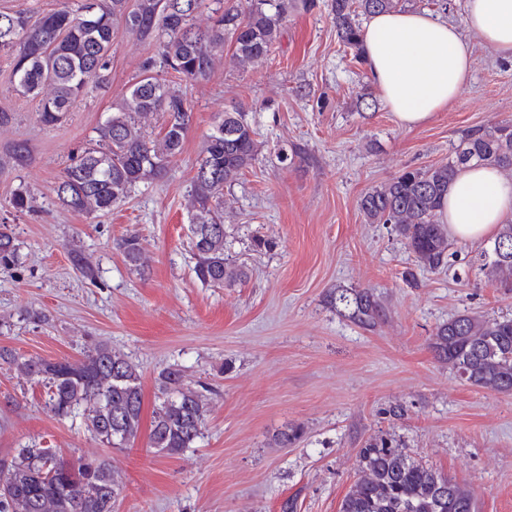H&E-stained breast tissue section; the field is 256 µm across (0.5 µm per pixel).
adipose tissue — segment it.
<instances>
[{
    "label": "adipose tissue",
    "mask_w": 512,
    "mask_h": 512,
    "mask_svg": "<svg viewBox=\"0 0 512 512\" xmlns=\"http://www.w3.org/2000/svg\"><path fill=\"white\" fill-rule=\"evenodd\" d=\"M465 23L499 57L512 58V0H466ZM363 31L368 77L403 127L444 111L471 76L470 44L456 25L427 11L376 13ZM440 219L454 238L488 237L512 220V183L492 166H467L450 188Z\"/></svg>",
    "instance_id": "1"
}]
</instances>
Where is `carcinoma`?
<instances>
[{
	"mask_svg": "<svg viewBox=\"0 0 512 512\" xmlns=\"http://www.w3.org/2000/svg\"><path fill=\"white\" fill-rule=\"evenodd\" d=\"M202 0H84L78 10L64 5L37 20L0 11V53L11 59L16 89L41 97L38 121L51 128L85 93L88 79H106L115 22L158 45V58L142 66L143 77L129 96L97 128V138L64 170L55 187L61 205L82 214L108 213L125 202L140 183L160 177L183 148L192 108L182 83L205 78L214 58L230 45V62L244 66L266 56L282 21L315 0H216L212 24L192 23ZM402 0H330V18L340 44L364 64L361 19L398 8ZM52 93L44 94L45 88ZM162 114V132L151 137L148 122ZM257 143L241 112H226L205 140L193 180L190 231L194 273L206 287H231L248 277L246 267L225 255L224 186L252 165ZM473 162L512 169V122L466 134L448 161L404 170L369 189L359 201L368 224H391L415 266L427 272L450 264L448 225L441 223L443 199L458 172ZM129 264L142 257L140 239L119 243ZM20 262L12 230L0 227V268ZM483 267L512 278V223L500 228L484 250ZM336 313L370 330L386 310L368 289L338 287L329 294ZM439 360L466 384L512 394V318L459 314L440 324L431 339ZM0 360L46 389L45 406L59 420H81L95 439L121 448L140 429L141 373L137 365L98 343L80 360L25 358L7 348ZM160 403L153 411L151 447L174 456L203 437L208 411L205 392L185 383L177 365L156 378ZM359 478L339 512H478L473 492L387 441L360 449ZM122 492L111 464L99 457L71 461L37 443L13 450L0 462V512H114Z\"/></svg>",
	"mask_w": 512,
	"mask_h": 512,
	"instance_id": "1",
	"label": "carcinoma"
}]
</instances>
